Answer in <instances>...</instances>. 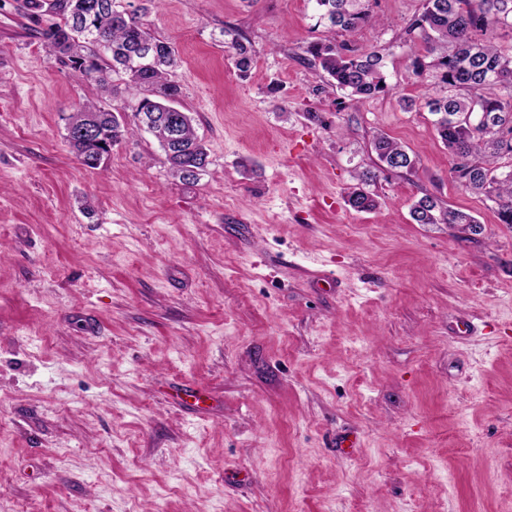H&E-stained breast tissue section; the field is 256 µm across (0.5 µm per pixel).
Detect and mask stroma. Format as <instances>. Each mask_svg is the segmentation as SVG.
Segmentation results:
<instances>
[{
  "label": "stroma",
  "mask_w": 512,
  "mask_h": 512,
  "mask_svg": "<svg viewBox=\"0 0 512 512\" xmlns=\"http://www.w3.org/2000/svg\"><path fill=\"white\" fill-rule=\"evenodd\" d=\"M20 4L0 0V512H512V226L450 177L426 106L446 90L403 42L424 0L333 35L311 0H157L195 184L137 130L139 92L78 77ZM329 36L383 54L389 92L351 102L303 62ZM98 101L135 134L91 169L64 134ZM381 133L419 164L357 212ZM426 194L481 233L415 223ZM222 35H233L231 38V48L234 51V65L240 73L246 74L251 69L253 64L252 50L250 45L247 44L248 41L241 37L239 34H232V31L230 30H224Z\"/></svg>",
  "instance_id": "stroma-1"
}]
</instances>
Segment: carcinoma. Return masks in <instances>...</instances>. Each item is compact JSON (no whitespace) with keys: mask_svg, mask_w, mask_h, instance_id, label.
Segmentation results:
<instances>
[{"mask_svg":"<svg viewBox=\"0 0 512 512\" xmlns=\"http://www.w3.org/2000/svg\"><path fill=\"white\" fill-rule=\"evenodd\" d=\"M317 23L352 31L371 21L370 0H311ZM25 14L35 23L48 21L40 34L49 51L61 63L86 81L108 91L112 77L146 92L136 113L152 114L156 122L145 127L158 141L170 164L172 176L186 184H195L200 176L191 169L206 172L207 149L193 126L191 114L179 111L180 135L175 148L166 147L162 121L179 96V87L169 79L177 65L174 49L152 36L135 16L115 9L114 0H22ZM81 25L101 36L105 46L90 39L70 41V27ZM405 32L410 42L424 41L425 55L416 59V68L431 67L447 87V95L427 101L432 125L448 149L454 181L466 191L484 195L494 203L501 224L512 225V44L502 38L512 36V0H424L423 11L408 23ZM236 69L247 73L253 55L246 39L230 30ZM305 53L319 66L336 87L348 92L355 102L389 91L384 72L385 61L376 50L360 52L329 39L310 43ZM117 107L107 108L95 102L85 104L68 117L66 127L74 130L87 124L97 126L105 137L116 143L134 134L112 118ZM69 146L83 165L99 166L98 158L106 147L95 140L65 135ZM373 149V168L357 175L346 202L355 211L368 212L377 201L366 186L385 171L411 172L418 158L399 142L381 133ZM418 224H449L464 232L477 234L481 225L468 213L441 205L438 198L425 195L411 209Z\"/></svg>","mask_w":512,"mask_h":512,"instance_id":"carcinoma-1","label":"carcinoma"}]
</instances>
